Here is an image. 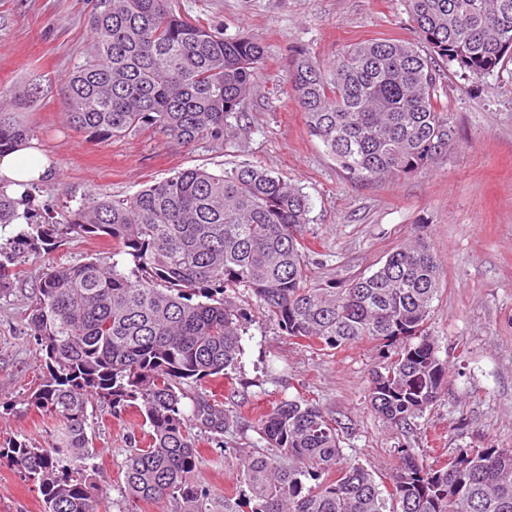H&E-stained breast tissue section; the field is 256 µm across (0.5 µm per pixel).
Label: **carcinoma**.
<instances>
[{
    "mask_svg": "<svg viewBox=\"0 0 512 512\" xmlns=\"http://www.w3.org/2000/svg\"><path fill=\"white\" fill-rule=\"evenodd\" d=\"M411 42L371 38L330 68L301 48L289 60L293 99L311 135L356 181L409 176L448 150L454 127L441 106L442 66L480 78L512 59V0H408ZM91 52L67 77L68 121L99 140L152 127L184 147L220 141L239 114L262 46L182 14L179 0H96ZM33 131L0 112V153ZM310 203L300 189L251 164L190 168L125 199L84 203L57 219L26 210L0 185V289L15 256L59 239H112V258L57 267L34 289L27 326L46 375L27 398L60 422L48 448L0 444V459L39 487L45 512H104L106 486L90 463L88 406L144 413L148 443L124 465V492L213 512L193 481V426L224 432L229 417L207 399L186 411L187 389L230 378L241 352L240 314L225 294L243 288L293 338L330 349L369 340L392 347L372 376V408L406 424L430 407L448 377L427 320L441 288L438 260L422 241L342 288H309ZM267 453L249 457L247 498L224 495V512H512V448H463L433 468L411 449L384 493L359 464L341 460L335 419L298 398L256 422Z\"/></svg>",
    "mask_w": 512,
    "mask_h": 512,
    "instance_id": "1",
    "label": "carcinoma"
}]
</instances>
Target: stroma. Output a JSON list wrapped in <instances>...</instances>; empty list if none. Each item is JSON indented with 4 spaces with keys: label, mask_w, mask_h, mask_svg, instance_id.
I'll return each mask as SVG.
<instances>
[{
    "label": "stroma",
    "mask_w": 512,
    "mask_h": 512,
    "mask_svg": "<svg viewBox=\"0 0 512 512\" xmlns=\"http://www.w3.org/2000/svg\"><path fill=\"white\" fill-rule=\"evenodd\" d=\"M189 17L225 37L261 43L254 87L228 118L223 141L188 147L150 129L99 142L68 121L65 79L90 48L93 0H0V87L20 98V117L56 165L36 186L40 213L76 208L93 198L123 199L195 167L252 163L272 170L308 196L311 288L343 287L376 271L387 255L416 240L431 246L443 286L428 318L448 379L437 402L407 425H393L370 404L383 349L362 341L331 350L286 336L247 293L232 299L244 313L242 351L229 379L203 383L200 395L231 420L223 433L194 427V478L211 496L243 495L242 464L262 448L255 421L281 398L301 396L341 422L342 458L389 485L401 449L441 465L461 448H512V61L475 80L451 69L443 102L455 140L427 169L407 177L358 182L328 155L293 102L292 50L323 65L363 39L413 42L406 0H180ZM108 239L67 240L23 254L18 274L0 290V443L48 446L56 421L27 399L47 373L24 312L32 289L54 268L107 258ZM94 463L107 480L109 512H166L161 503L124 492L130 437L149 427L133 409L114 417L94 409ZM0 512H42L37 488L0 460Z\"/></svg>",
    "instance_id": "obj_1"
}]
</instances>
